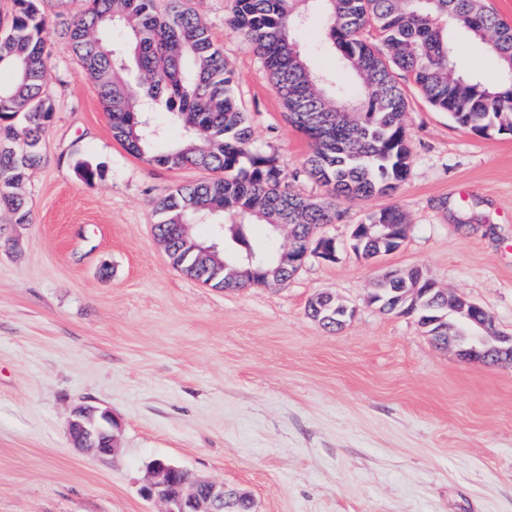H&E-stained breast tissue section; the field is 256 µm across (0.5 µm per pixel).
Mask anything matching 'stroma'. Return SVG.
Wrapping results in <instances>:
<instances>
[{"label":"stroma","mask_w":512,"mask_h":512,"mask_svg":"<svg viewBox=\"0 0 512 512\" xmlns=\"http://www.w3.org/2000/svg\"><path fill=\"white\" fill-rule=\"evenodd\" d=\"M85 6L44 4L56 112L23 187L34 221L0 211V512H161L143 493L156 457L248 493L256 512H512V365L461 361L416 317L369 302L383 273L418 267L512 336V134L459 126L399 73L411 157L398 190L341 201L342 220L320 229L335 262L312 256L287 281L217 290L174 268L153 230L154 203L209 173L113 139L63 48ZM190 6L233 72L254 145L292 190L322 197L302 172L306 136L227 22L231 0ZM448 38L462 69L498 81L483 45L455 27ZM393 205L408 219L401 246L357 256L355 224ZM320 294L355 308L343 330L308 316ZM86 405L119 424L108 461L67 434Z\"/></svg>","instance_id":"stroma-1"}]
</instances>
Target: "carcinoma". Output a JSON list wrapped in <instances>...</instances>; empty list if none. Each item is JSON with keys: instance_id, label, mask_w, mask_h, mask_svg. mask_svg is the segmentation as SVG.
<instances>
[{"instance_id": "obj_1", "label": "carcinoma", "mask_w": 512, "mask_h": 512, "mask_svg": "<svg viewBox=\"0 0 512 512\" xmlns=\"http://www.w3.org/2000/svg\"><path fill=\"white\" fill-rule=\"evenodd\" d=\"M44 0H10L9 22L0 34V208L16 224L33 214L22 186L45 160L43 138L55 112L44 78L50 58ZM86 10L65 31V50L95 82L112 121V136L137 156L168 168L195 167L213 177L177 187L156 202V236L167 242L172 265L214 288L234 290L265 283L278 249L252 242L251 227L290 224L299 237L343 216L342 200L395 192L406 179L410 150L405 137L407 101L395 71L409 75L422 96L458 125L488 136L512 133V25L487 10L483 0H231L229 25L261 57L288 110L289 121L311 141L304 172L325 187L311 199L292 191L277 158L252 146L247 117L236 99L232 72L208 26L186 0H87ZM322 20V48L360 83L316 74L301 57L295 34L310 16ZM461 29L496 57L501 80L489 85L458 68L459 46L448 26ZM375 29L379 50L364 37ZM126 34L128 52L101 37ZM139 93L129 89V64ZM162 110L181 130L173 141L153 121ZM224 224V269L204 266L192 250L201 241L193 224ZM406 223L397 206L369 214L357 226L356 250L366 259L401 244L390 225ZM412 276L384 283L369 302L387 313L413 315L435 342L468 332L465 320L448 321V308L428 291L412 306ZM351 308L326 296L320 321L336 331Z\"/></svg>"}]
</instances>
